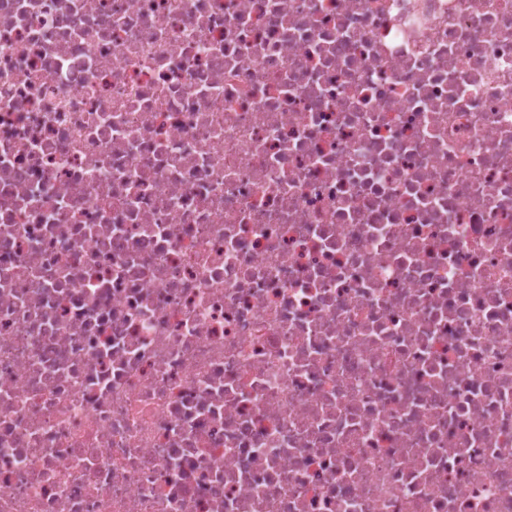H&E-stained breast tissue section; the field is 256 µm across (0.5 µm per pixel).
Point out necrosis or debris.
<instances>
[{"label": "necrosis or debris", "instance_id": "necrosis-or-debris-1", "mask_svg": "<svg viewBox=\"0 0 512 512\" xmlns=\"http://www.w3.org/2000/svg\"><path fill=\"white\" fill-rule=\"evenodd\" d=\"M0 512H512V0H0Z\"/></svg>", "mask_w": 512, "mask_h": 512}]
</instances>
